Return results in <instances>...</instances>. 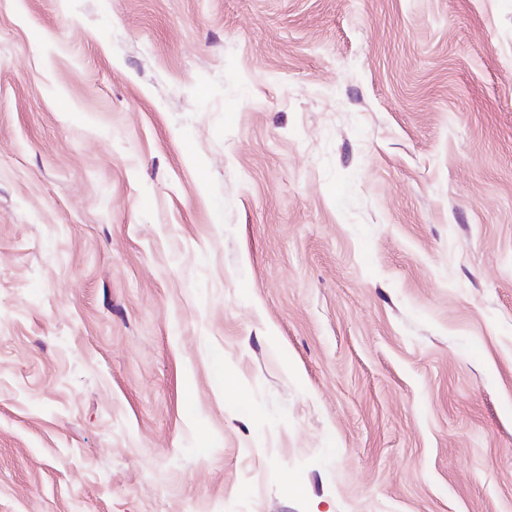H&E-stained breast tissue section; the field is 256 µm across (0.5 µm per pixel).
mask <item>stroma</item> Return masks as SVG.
<instances>
[{
	"label": "stroma",
	"instance_id": "35a3bbf8",
	"mask_svg": "<svg viewBox=\"0 0 512 512\" xmlns=\"http://www.w3.org/2000/svg\"><path fill=\"white\" fill-rule=\"evenodd\" d=\"M0 512H512V0H0Z\"/></svg>",
	"mask_w": 512,
	"mask_h": 512
}]
</instances>
